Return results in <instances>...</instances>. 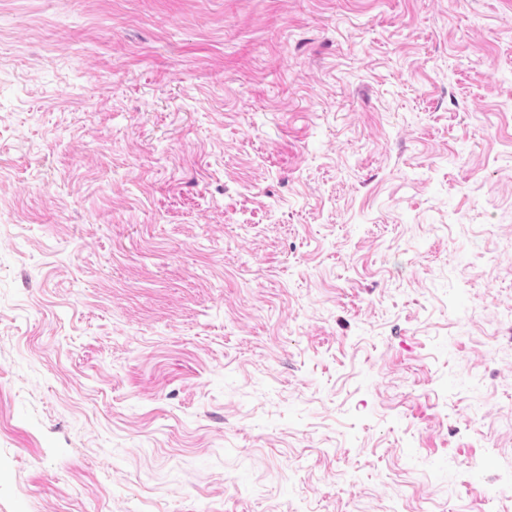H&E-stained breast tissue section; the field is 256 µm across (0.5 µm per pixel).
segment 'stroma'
Masks as SVG:
<instances>
[{
  "label": "stroma",
  "mask_w": 512,
  "mask_h": 512,
  "mask_svg": "<svg viewBox=\"0 0 512 512\" xmlns=\"http://www.w3.org/2000/svg\"><path fill=\"white\" fill-rule=\"evenodd\" d=\"M512 0H0V512H512Z\"/></svg>",
  "instance_id": "1"
}]
</instances>
